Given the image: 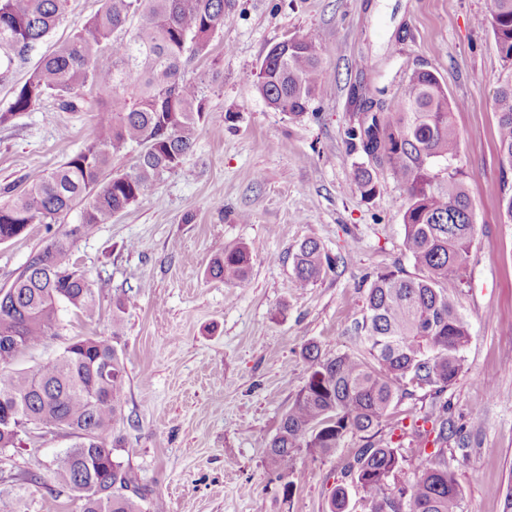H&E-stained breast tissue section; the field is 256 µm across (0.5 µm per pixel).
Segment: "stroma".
<instances>
[{"label":"stroma","instance_id":"stroma-1","mask_svg":"<svg viewBox=\"0 0 512 512\" xmlns=\"http://www.w3.org/2000/svg\"><path fill=\"white\" fill-rule=\"evenodd\" d=\"M103 0H68L63 20L0 81V113L52 46L92 17ZM491 0H227L208 55L184 77L206 95L209 121L192 151L154 189L81 239L74 251L97 302L86 317L63 312L62 327L26 352L31 368L84 336H113L126 370L123 418L130 462L167 512H327L356 438L330 458L298 457L291 499L267 470L265 450L305 384L307 343L338 353L359 348L350 327L363 315L377 273L415 268L405 247V188L373 167L378 192L354 180L368 163L350 130L367 122L365 100L390 104L416 69L435 72L461 136L476 234L458 295L469 325L465 368L440 394L396 397L382 438L412 471L414 417L448 406V469L463 512H503L512 488V224L503 223V171L494 95L502 61L490 28ZM296 34L320 47L323 86L303 117L269 108L253 85L266 51ZM233 121H225L226 113ZM92 112L62 110L45 97L0 124V185L49 173L79 151ZM55 224L30 225L0 244V288L9 286ZM308 238L335 258L333 271L296 287L293 255ZM247 244L253 267L238 285L207 276L225 246ZM133 296L120 322L118 299ZM65 433L24 436L0 453V512H77L75 492L53 479ZM36 483L24 482V475Z\"/></svg>","mask_w":512,"mask_h":512}]
</instances>
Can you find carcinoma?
Here are the masks:
<instances>
[{"instance_id":"carcinoma-1","label":"carcinoma","mask_w":512,"mask_h":512,"mask_svg":"<svg viewBox=\"0 0 512 512\" xmlns=\"http://www.w3.org/2000/svg\"><path fill=\"white\" fill-rule=\"evenodd\" d=\"M67 0H0V76L24 60L58 25ZM479 23L489 27L503 62L495 94L497 140L512 168V0H492ZM224 26V0H104L72 36L43 56L17 91L0 123L26 112L45 96L69 111H98L83 148L48 174L7 184L0 192V243L22 236L32 224H55L75 209L80 221L33 255L7 288L0 289V451L16 448L29 427L62 431L73 443L59 459L56 483L78 493L81 512H165L164 502L121 455L114 432L122 415L126 371L107 336L70 343L31 370L12 364L59 328V307L91 316L95 296L72 262L78 241L146 195L165 173L177 170L191 151L196 128L210 118L202 88L182 77L194 58L208 53ZM267 105L303 115L323 76L316 41L306 35L271 46L254 73ZM459 104L430 70L413 74L387 113L350 133L366 156L380 151L407 192L405 246L417 273H379L366 295L362 318L351 331L361 348L336 354L310 342L301 351L310 374L283 415L266 448L268 468L293 494L299 452L310 461L336 454L348 435L362 445L343 466L329 512H347L344 489L355 486L361 512H461L462 493L444 449L417 457L403 471L401 449L378 438L397 396L418 390L441 393L464 368L469 327L458 293L471 256L476 227L466 173L454 165L460 133L453 121ZM137 149L129 170L114 174L112 156ZM362 197L378 192L368 167L354 170ZM253 256L239 243L224 247L207 274L235 285L248 277ZM334 266L309 238L294 256L296 286L306 288ZM447 408L431 411L435 443L448 442Z\"/></svg>"}]
</instances>
